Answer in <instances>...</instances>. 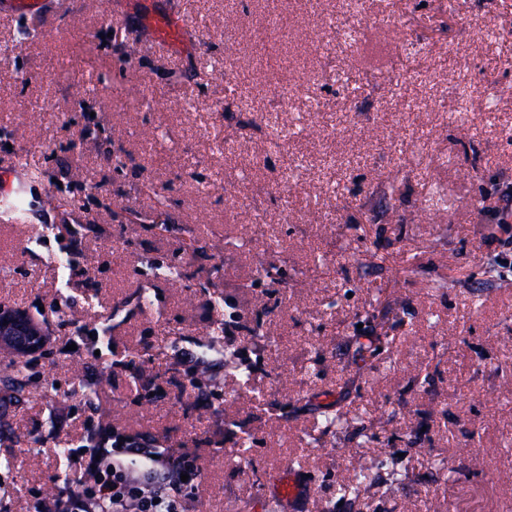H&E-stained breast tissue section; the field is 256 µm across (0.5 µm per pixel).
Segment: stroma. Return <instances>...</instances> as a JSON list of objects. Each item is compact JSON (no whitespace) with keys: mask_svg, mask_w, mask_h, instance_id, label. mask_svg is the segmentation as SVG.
<instances>
[{"mask_svg":"<svg viewBox=\"0 0 512 512\" xmlns=\"http://www.w3.org/2000/svg\"><path fill=\"white\" fill-rule=\"evenodd\" d=\"M155 2L185 48L140 0L0 10V305L49 330L22 390L0 349V512L113 426L197 441L189 512H512V0ZM156 42L170 48L184 47L188 42V32L183 21L166 10L150 8L144 17ZM370 468L361 459H357L351 463L343 472L337 477L336 485L338 490L344 495H352L354 497L365 491L370 483Z\"/></svg>","mask_w":512,"mask_h":512,"instance_id":"35a3bbf8","label":"stroma"}]
</instances>
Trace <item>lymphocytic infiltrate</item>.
<instances>
[{
    "instance_id": "f902f5d3",
    "label": "lymphocytic infiltrate",
    "mask_w": 512,
    "mask_h": 512,
    "mask_svg": "<svg viewBox=\"0 0 512 512\" xmlns=\"http://www.w3.org/2000/svg\"><path fill=\"white\" fill-rule=\"evenodd\" d=\"M75 454L73 486L42 499L40 512H187L202 479L198 449L156 450L116 429Z\"/></svg>"
}]
</instances>
